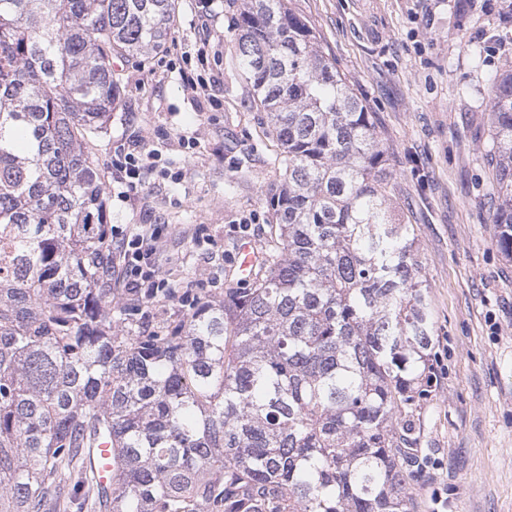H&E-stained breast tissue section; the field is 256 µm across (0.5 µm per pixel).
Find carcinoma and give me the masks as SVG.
<instances>
[{
    "instance_id": "obj_1",
    "label": "carcinoma",
    "mask_w": 512,
    "mask_h": 512,
    "mask_svg": "<svg viewBox=\"0 0 512 512\" xmlns=\"http://www.w3.org/2000/svg\"><path fill=\"white\" fill-rule=\"evenodd\" d=\"M174 12L0 0V512H413L433 335L414 241L370 113L284 0H243L236 46L280 146L276 247L153 329L112 294V58L160 51ZM490 112L512 259V70Z\"/></svg>"
}]
</instances>
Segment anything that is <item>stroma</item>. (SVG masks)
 I'll use <instances>...</instances> for the list:
<instances>
[{"label": "stroma", "mask_w": 512, "mask_h": 512, "mask_svg": "<svg viewBox=\"0 0 512 512\" xmlns=\"http://www.w3.org/2000/svg\"><path fill=\"white\" fill-rule=\"evenodd\" d=\"M241 0H175L148 62L115 59L123 99L95 151L106 223L158 224L169 287H239L236 247L266 251L279 147L235 62ZM371 114L389 198L415 234L439 380L415 424L425 466L413 512H512V260L492 222L488 90L512 68V0H287ZM204 56H197L198 47ZM209 80L207 91L191 82ZM157 151L142 191L120 195V154ZM248 232H238L239 224Z\"/></svg>", "instance_id": "stroma-1"}]
</instances>
